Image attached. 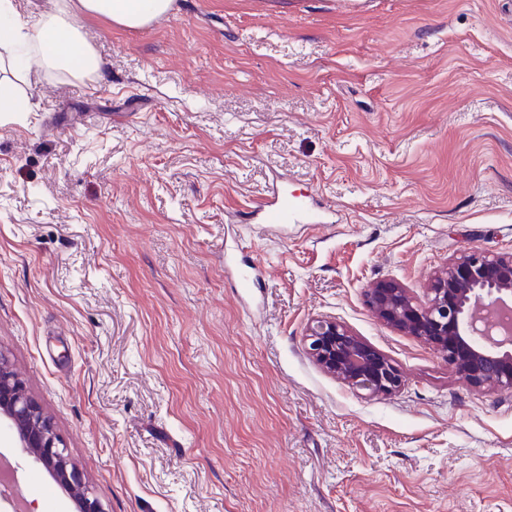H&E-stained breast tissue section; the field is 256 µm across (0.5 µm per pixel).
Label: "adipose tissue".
<instances>
[{
	"instance_id": "adipose-tissue-1",
	"label": "adipose tissue",
	"mask_w": 512,
	"mask_h": 512,
	"mask_svg": "<svg viewBox=\"0 0 512 512\" xmlns=\"http://www.w3.org/2000/svg\"><path fill=\"white\" fill-rule=\"evenodd\" d=\"M173 0H56L51 11L37 19H25L15 0H0V64L10 70L9 80L0 82V110L27 112L28 99L18 93L27 67L20 58L31 53L48 69L75 78L94 76L101 62L82 33L81 19L96 16L127 28H139L168 14Z\"/></svg>"
}]
</instances>
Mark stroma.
<instances>
[{
	"label": "stroma",
	"mask_w": 512,
	"mask_h": 512,
	"mask_svg": "<svg viewBox=\"0 0 512 512\" xmlns=\"http://www.w3.org/2000/svg\"><path fill=\"white\" fill-rule=\"evenodd\" d=\"M83 35L100 76L32 62L0 112V357L105 512H512V391L365 301L512 252V0H174ZM276 191L314 223H247ZM316 317L404 386L325 373Z\"/></svg>",
	"instance_id": "stroma-1"
}]
</instances>
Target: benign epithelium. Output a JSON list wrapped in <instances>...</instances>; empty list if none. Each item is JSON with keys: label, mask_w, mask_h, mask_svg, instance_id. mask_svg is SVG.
<instances>
[{"label": "benign epithelium", "mask_w": 512, "mask_h": 512, "mask_svg": "<svg viewBox=\"0 0 512 512\" xmlns=\"http://www.w3.org/2000/svg\"><path fill=\"white\" fill-rule=\"evenodd\" d=\"M366 296L383 323L432 347L466 385L512 390V323L496 319L502 309L512 310V253L471 250L436 273L422 300L396 281H379ZM306 336L313 361L349 386L391 394L403 385L400 370L383 353L336 320H312ZM0 429L42 465L75 512H104L51 419L2 357Z\"/></svg>", "instance_id": "obj_1"}]
</instances>
